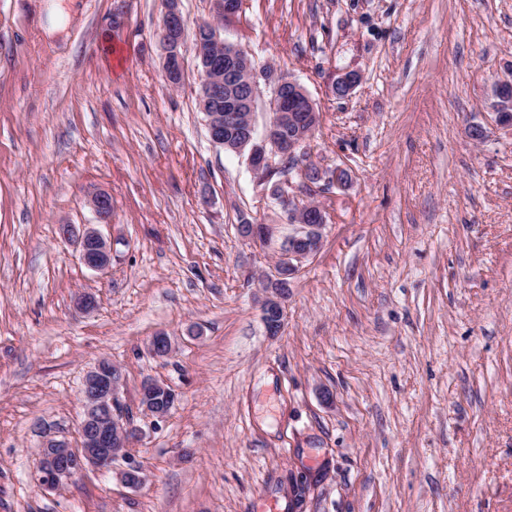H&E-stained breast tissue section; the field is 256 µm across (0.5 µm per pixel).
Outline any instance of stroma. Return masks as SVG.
Returning <instances> with one entry per match:
<instances>
[{
    "mask_svg": "<svg viewBox=\"0 0 512 512\" xmlns=\"http://www.w3.org/2000/svg\"><path fill=\"white\" fill-rule=\"evenodd\" d=\"M52 2L0 0V512H512V125L488 108L512 0H244L220 28L306 88L308 161L353 177L276 336L260 278L293 228L210 143L193 50L168 85L164 0H60L59 34ZM343 70L363 76L347 99ZM100 189L102 274L58 231L96 223ZM104 358L145 482L119 459L40 488V433L78 443ZM147 378L176 395L164 419L141 412Z\"/></svg>",
    "mask_w": 512,
    "mask_h": 512,
    "instance_id": "35a3bbf8",
    "label": "stroma"
}]
</instances>
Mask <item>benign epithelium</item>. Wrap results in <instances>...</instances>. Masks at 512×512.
Returning <instances> with one entry per match:
<instances>
[{"mask_svg": "<svg viewBox=\"0 0 512 512\" xmlns=\"http://www.w3.org/2000/svg\"><path fill=\"white\" fill-rule=\"evenodd\" d=\"M166 10L157 32L164 53L163 70L167 80L183 77L184 50L188 36L186 21L180 9V0H165ZM243 0H212V10L227 18L236 17L242 10ZM195 56L201 63L199 73V108L207 116L206 126L210 141L218 146L225 144L238 155H247L254 173H276L282 165L275 161L295 159L297 164L288 176L279 180L278 186L266 190L272 202L284 213L287 224L294 233L282 245L277 262L264 282L276 283L293 276L300 265L319 252L323 244V229L329 211L321 205L311 215L313 223H302L303 202L290 194L293 178L299 179V187L320 195L325 187L335 185L345 189L340 181L344 168L311 171L304 162L305 146L318 125L316 112L307 90L296 80L284 76L277 69L254 70L252 77L240 78L243 70L250 68V61L239 47L215 35L202 39L201 31H194ZM362 81L361 73L341 71L332 86L335 96H351ZM273 89L272 117L263 134H258L254 112L260 85ZM224 94V112H210L208 105L215 95ZM490 108L497 122L512 110V97L496 88ZM89 205L102 222L112 217V197L106 191L92 196ZM60 234L65 238L77 236L78 255L81 264L92 272H102L112 263L111 244L93 227H86L78 234L73 224H62ZM122 372L108 360H102L85 375L81 392L83 413L80 422V445L71 448L52 438L42 442L39 453L38 483L44 489L55 490L64 482L82 473L88 467L109 468L120 454L141 435L140 428L131 419L120 417L117 411V393Z\"/></svg>", "mask_w": 512, "mask_h": 512, "instance_id": "1", "label": "benign epithelium"}]
</instances>
